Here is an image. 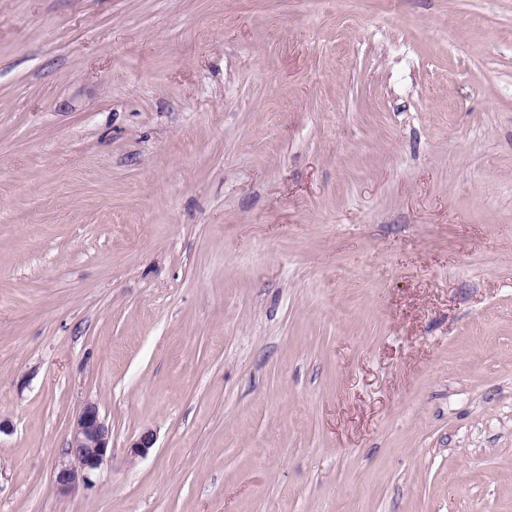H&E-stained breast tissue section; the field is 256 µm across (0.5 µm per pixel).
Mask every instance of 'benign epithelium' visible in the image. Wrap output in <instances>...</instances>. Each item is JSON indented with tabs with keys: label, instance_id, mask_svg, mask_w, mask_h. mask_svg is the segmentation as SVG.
I'll return each mask as SVG.
<instances>
[{
	"label": "benign epithelium",
	"instance_id": "obj_1",
	"mask_svg": "<svg viewBox=\"0 0 512 512\" xmlns=\"http://www.w3.org/2000/svg\"><path fill=\"white\" fill-rule=\"evenodd\" d=\"M153 431H144L128 446L133 457L144 456L154 447ZM112 457L111 431L96 404L88 403L77 414L69 438L59 449V461L54 471V481L63 493L79 485L89 486L102 466Z\"/></svg>",
	"mask_w": 512,
	"mask_h": 512
}]
</instances>
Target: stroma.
I'll use <instances>...</instances> for the list:
<instances>
[{
  "label": "stroma",
  "instance_id": "stroma-1",
  "mask_svg": "<svg viewBox=\"0 0 512 512\" xmlns=\"http://www.w3.org/2000/svg\"><path fill=\"white\" fill-rule=\"evenodd\" d=\"M0 418V512H512V0H0ZM112 457L111 431L94 403H87L77 414L59 461L54 481L63 493L80 484L89 486L102 466Z\"/></svg>",
  "mask_w": 512,
  "mask_h": 512
}]
</instances>
